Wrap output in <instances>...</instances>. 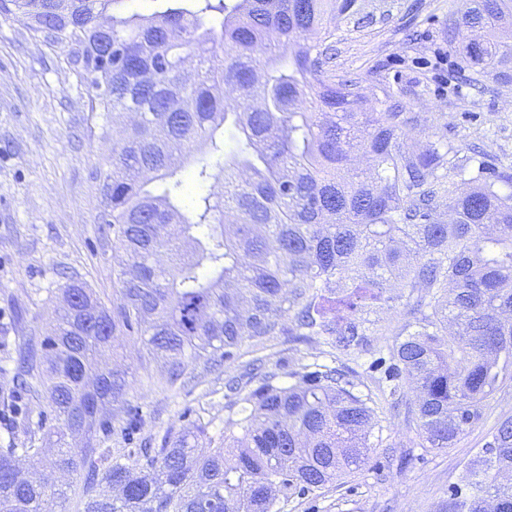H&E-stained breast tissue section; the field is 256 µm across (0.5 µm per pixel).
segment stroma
Instances as JSON below:
<instances>
[{"label": "stroma", "mask_w": 512, "mask_h": 512, "mask_svg": "<svg viewBox=\"0 0 512 512\" xmlns=\"http://www.w3.org/2000/svg\"><path fill=\"white\" fill-rule=\"evenodd\" d=\"M462 0H353L338 19L336 51L326 70L359 81L378 111L398 105L411 119L417 144L440 136L462 155L483 148L486 159L512 171V82L465 80L468 72L448 43ZM93 91L66 52L32 37L19 22L0 18V399L17 394L26 428L0 416V448L41 446L58 423L45 416L42 392L20 386L16 349L50 331L59 290L79 279L104 305L116 278L112 230L98 216L100 172L112 149ZM322 344L289 336L271 339L268 363L312 362ZM104 363L127 370V398L143 410L141 438L160 446L167 431L209 425L224 430L233 395L225 383L239 367L190 365L181 391L167 389V367L148 355L139 337L114 340ZM512 417V390L498 395L482 420L454 447L426 450L403 410L390 401L376 410L383 444L367 466L339 485L281 501L280 512H440L449 487L476 467L498 423Z\"/></svg>", "instance_id": "obj_1"}]
</instances>
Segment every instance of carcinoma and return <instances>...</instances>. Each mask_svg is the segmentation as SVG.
<instances>
[{
	"label": "carcinoma",
	"instance_id": "obj_1",
	"mask_svg": "<svg viewBox=\"0 0 512 512\" xmlns=\"http://www.w3.org/2000/svg\"><path fill=\"white\" fill-rule=\"evenodd\" d=\"M123 2L0 0V17L81 65L92 111L131 119L103 171L115 299L109 309L67 284L74 302L42 341L48 360L20 348L59 427L42 480L19 478L42 449L0 448V512H70L55 473L84 476L79 512H277L367 463L376 400L345 364L232 376L222 442L194 424L147 447L128 371L84 382L120 335L143 337L172 385L193 363L229 367L245 343L279 334L362 351L378 331L371 315L400 306L411 320L368 369L383 396L414 390L420 447H452L512 389V173L468 166L441 138L410 144L404 113L374 111L357 81L325 79L349 0H204L151 15L115 10ZM505 32L512 0H463L448 42L475 80L511 81ZM229 88L257 106L227 101ZM355 152L367 165L352 172ZM190 181L200 193L188 209ZM107 403L124 413L117 452L97 444L113 429ZM0 412L26 423L15 399ZM506 471L512 418L442 512H512Z\"/></svg>",
	"mask_w": 512,
	"mask_h": 512
}]
</instances>
